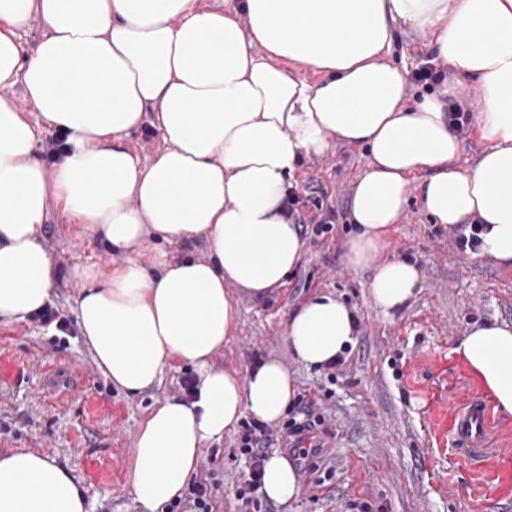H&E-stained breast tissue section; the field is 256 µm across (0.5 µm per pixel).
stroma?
Listing matches in <instances>:
<instances>
[{
	"label": "stroma",
	"instance_id": "35a3bbf8",
	"mask_svg": "<svg viewBox=\"0 0 512 512\" xmlns=\"http://www.w3.org/2000/svg\"><path fill=\"white\" fill-rule=\"evenodd\" d=\"M361 145L336 143L304 159L299 181L314 180L339 218L331 232L306 234L286 284L266 298L242 297L239 323L214 362L246 371L276 356L293 372L298 396L319 419L324 452L298 474L301 495L267 512H512V417L492 413L489 443L497 454L471 460L451 444V414L462 400L488 392L454 354L472 324L512 323V269L459 254L454 233L434 223L417 191L388 237V257L421 273L416 297L395 315L370 302L369 271L350 268L342 244L353 229V185L366 168ZM43 242L62 275L51 306L67 332L31 319L0 321V438L9 449L49 456L74 477L89 512H141L130 493L134 436L158 402L183 396L188 364L172 361L160 383L129 396L112 385L83 344L75 323L78 287L71 269L86 262L122 264L76 224L50 216ZM335 293L359 320L354 347L335 369L316 372L293 361L286 329L291 311ZM243 428L204 449L196 479L215 475V512H232L238 482L254 467L241 450Z\"/></svg>",
	"mask_w": 512,
	"mask_h": 512
}]
</instances>
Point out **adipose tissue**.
<instances>
[{
    "instance_id": "obj_1",
    "label": "adipose tissue",
    "mask_w": 512,
    "mask_h": 512,
    "mask_svg": "<svg viewBox=\"0 0 512 512\" xmlns=\"http://www.w3.org/2000/svg\"><path fill=\"white\" fill-rule=\"evenodd\" d=\"M34 21L42 33L29 50L21 33ZM401 25L447 64L450 97L476 83L488 147L471 168L453 164L463 142L443 102L411 98L391 59ZM292 63L321 81L298 78ZM18 83L20 101L5 93ZM150 114L161 145L145 162L127 138ZM41 128L65 138L54 162L38 154ZM338 142L370 153L344 258L370 271L384 315L421 286L416 265L385 255L410 185L437 223L479 219L478 257L511 268L512 0H0V319L51 300L58 268L41 237L53 209L107 252L135 255L72 270L80 334L112 384L137 395L171 360L195 369L191 397L159 404L134 438L131 494L143 512L183 494L203 448L243 417L270 425L292 403L295 381L277 359L243 374L211 360L235 334L239 296H270L297 267L304 242L288 190L300 160ZM153 238H200L208 256L173 260L146 250ZM356 320L334 294L310 298L288 319L295 360L318 371L338 361ZM454 352L512 416V324L467 329ZM260 491L278 503L299 496L287 457L265 458ZM0 512L87 506L69 471L16 449L0 455Z\"/></svg>"
}]
</instances>
